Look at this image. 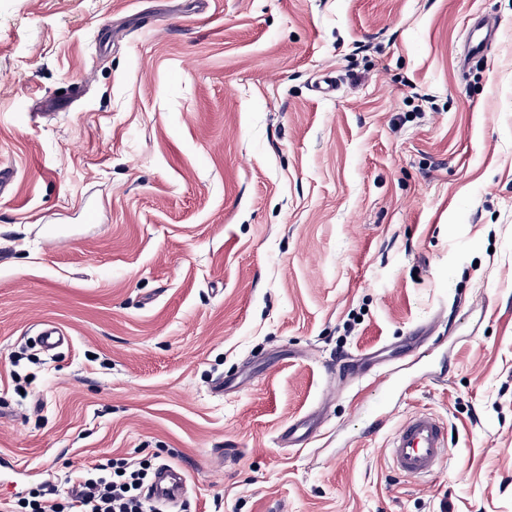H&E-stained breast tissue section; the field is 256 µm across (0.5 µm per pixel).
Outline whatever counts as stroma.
I'll list each match as a JSON object with an SVG mask.
<instances>
[{
	"instance_id": "1",
	"label": "stroma",
	"mask_w": 512,
	"mask_h": 512,
	"mask_svg": "<svg viewBox=\"0 0 512 512\" xmlns=\"http://www.w3.org/2000/svg\"><path fill=\"white\" fill-rule=\"evenodd\" d=\"M0 164V504L123 458L184 512H512V0H0ZM483 27L486 28V34L474 33L469 40L467 55H469L471 60L476 58L483 59L496 36L497 28L488 19L484 20ZM388 450L402 475L432 476L447 459L448 426L428 413L412 414L398 426ZM184 481L182 475L173 467H160L148 488L150 499L162 505H174L182 497Z\"/></svg>"
}]
</instances>
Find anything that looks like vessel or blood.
<instances>
[{
	"label": "vessel or blood",
	"mask_w": 512,
	"mask_h": 512,
	"mask_svg": "<svg viewBox=\"0 0 512 512\" xmlns=\"http://www.w3.org/2000/svg\"><path fill=\"white\" fill-rule=\"evenodd\" d=\"M493 23L484 32L473 34L467 47L470 58H484L496 36ZM394 468L404 476H432L448 454V426L434 416L419 412L407 417L396 429L388 445ZM184 481L173 467H160L148 488L150 499L162 505L178 503Z\"/></svg>",
	"instance_id": "obj_1"
}]
</instances>
